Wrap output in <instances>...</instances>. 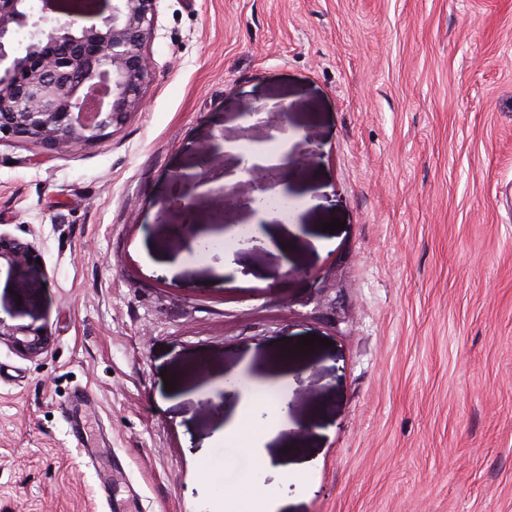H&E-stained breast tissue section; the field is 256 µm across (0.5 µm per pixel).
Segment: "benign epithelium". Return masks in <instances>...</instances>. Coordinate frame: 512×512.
<instances>
[{"label": "benign epithelium", "instance_id": "7a95c632", "mask_svg": "<svg viewBox=\"0 0 512 512\" xmlns=\"http://www.w3.org/2000/svg\"><path fill=\"white\" fill-rule=\"evenodd\" d=\"M157 0H0V143L22 141L47 150L89 145L124 124L143 105L153 62L147 52ZM66 21H61V18ZM269 187L284 173L275 167L243 169ZM158 205L163 222L171 210H190L194 186ZM34 244L0 232V272L24 278L38 270ZM314 307L333 325L345 320L336 277L322 280ZM23 355L37 356L48 336L30 325L5 326Z\"/></svg>", "mask_w": 512, "mask_h": 512}]
</instances>
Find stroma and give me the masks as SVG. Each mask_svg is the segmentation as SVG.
I'll return each mask as SVG.
<instances>
[{
    "label": "stroma",
    "mask_w": 512,
    "mask_h": 512,
    "mask_svg": "<svg viewBox=\"0 0 512 512\" xmlns=\"http://www.w3.org/2000/svg\"><path fill=\"white\" fill-rule=\"evenodd\" d=\"M147 48L117 131L0 144V231L42 261L0 276V317L51 338L33 358L0 340V512H225L222 385L274 375L288 425L252 424L296 471L242 499L512 512V0H158ZM283 131L297 226L235 249L256 274L229 278L157 204L207 159L199 236L253 223L239 150ZM168 254L188 260L163 278ZM332 270L337 327L310 303Z\"/></svg>",
    "instance_id": "obj_1"
}]
</instances>
